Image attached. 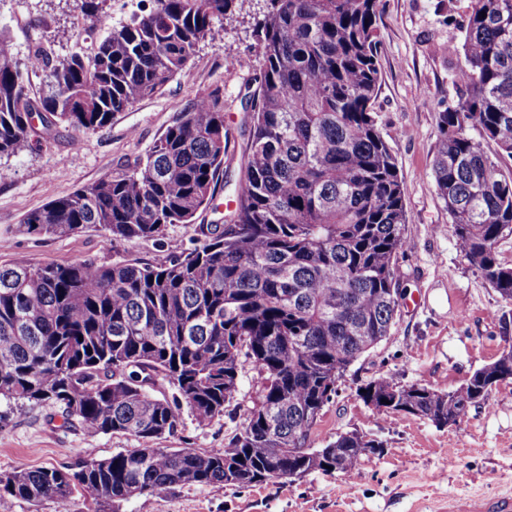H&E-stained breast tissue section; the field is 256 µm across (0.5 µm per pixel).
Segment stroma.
I'll use <instances>...</instances> for the list:
<instances>
[{"instance_id":"stroma-1","label":"stroma","mask_w":512,"mask_h":512,"mask_svg":"<svg viewBox=\"0 0 512 512\" xmlns=\"http://www.w3.org/2000/svg\"><path fill=\"white\" fill-rule=\"evenodd\" d=\"M92 21L78 0H0V29L19 59L38 44L64 56H89L112 25L147 8V0H98ZM467 0H379L378 59L382 79L373 116L405 189L409 241L397 261L401 304L388 336L354 360L313 426L309 444L326 447L337 434L357 430L382 441V454L364 457L352 481L315 471L303 478L252 487L180 484L161 496H137L119 512H432L448 497L512 490V381L493 388L487 405L468 409L457 425L439 427L399 414L377 415L358 397L376 378L399 385L452 390L493 362L512 341V303L503 300L460 252L439 198L433 163L439 145L437 115L457 105L453 75ZM212 40L161 94L114 116L104 128L61 127L33 139L30 148L0 158V265L122 260L155 263L167 251L152 240L114 241L88 228L70 236L27 234L22 218L51 199L133 167L172 125L189 100L224 89L229 139L224 189L230 204L243 175L246 100L257 87L258 46L248 8L217 22ZM252 367L221 416L202 422L183 410L174 433L138 439L96 435L58 408L0 399V474L20 468H74L130 448L223 450L259 395Z\"/></svg>"}]
</instances>
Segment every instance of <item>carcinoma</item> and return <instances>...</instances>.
I'll list each match as a JSON object with an SVG mask.
<instances>
[{
  "label": "carcinoma",
  "mask_w": 512,
  "mask_h": 512,
  "mask_svg": "<svg viewBox=\"0 0 512 512\" xmlns=\"http://www.w3.org/2000/svg\"><path fill=\"white\" fill-rule=\"evenodd\" d=\"M237 0H153L115 26L93 54L35 47L20 62L0 33V156L59 127L96 130L162 93L214 38ZM258 85L249 97L244 173L233 209L199 225L192 248L166 240L215 204L228 130L219 86L190 100L146 159L26 214L28 234L87 227L114 241L155 240L159 264L90 261L0 266V398L50 404L95 434L158 438L182 407L201 421L224 413L249 363L257 403L224 450L131 448L76 469L0 475V500L65 502L80 484L104 503L161 496L180 484L251 487L339 467L359 470L383 443L339 435V455L314 461L309 436L336 380L385 338L399 307L396 264L408 246L404 185L373 117L381 69L378 0H256ZM458 104L438 113L433 173L452 232L483 278L512 302V0H468ZM41 74L43 89H31ZM47 123L34 125V117ZM477 135H472V132ZM160 376L172 398L147 385ZM512 380V345L460 387L408 392L384 378L362 386L378 415L454 425Z\"/></svg>",
  "instance_id": "carcinoma-1"
}]
</instances>
